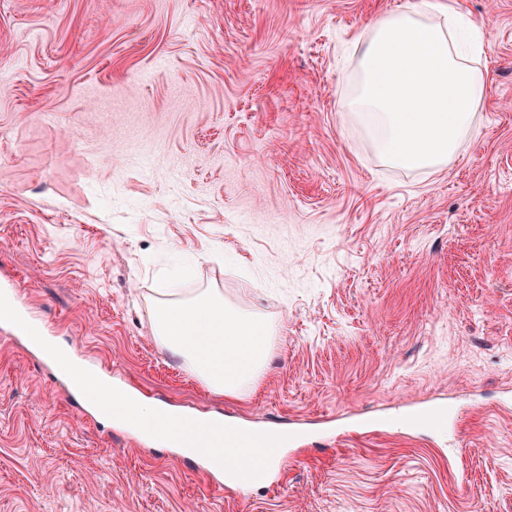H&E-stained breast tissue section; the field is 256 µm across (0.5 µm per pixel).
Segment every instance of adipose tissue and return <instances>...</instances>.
Here are the masks:
<instances>
[{"label":"adipose tissue","mask_w":512,"mask_h":512,"mask_svg":"<svg viewBox=\"0 0 512 512\" xmlns=\"http://www.w3.org/2000/svg\"><path fill=\"white\" fill-rule=\"evenodd\" d=\"M478 32L452 0H404L354 41L357 80L344 102L368 119L386 163L432 170L456 156L486 89Z\"/></svg>","instance_id":"obj_1"}]
</instances>
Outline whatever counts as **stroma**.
Segmentation results:
<instances>
[{"label": "stroma", "mask_w": 512, "mask_h": 512, "mask_svg": "<svg viewBox=\"0 0 512 512\" xmlns=\"http://www.w3.org/2000/svg\"><path fill=\"white\" fill-rule=\"evenodd\" d=\"M396 0H0V281L143 397L255 425L330 418L243 500L80 414L0 331V512H512V0H455L490 79L437 172L390 167L341 98ZM274 323L253 393L154 337L161 269ZM456 396V439L390 424ZM463 449L465 483L448 471Z\"/></svg>", "instance_id": "stroma-1"}]
</instances>
